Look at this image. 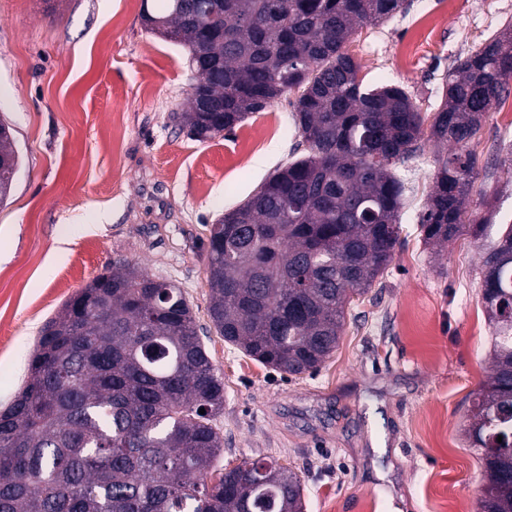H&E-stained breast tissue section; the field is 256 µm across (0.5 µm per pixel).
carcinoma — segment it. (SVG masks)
<instances>
[{
  "instance_id": "obj_1",
  "label": "carcinoma",
  "mask_w": 512,
  "mask_h": 512,
  "mask_svg": "<svg viewBox=\"0 0 512 512\" xmlns=\"http://www.w3.org/2000/svg\"><path fill=\"white\" fill-rule=\"evenodd\" d=\"M144 27L181 44L195 72L173 113L199 142L294 93L306 154L209 229L207 315L224 341L288 375L335 352L353 298L393 261L405 185L398 165L429 141L439 157L420 218L425 244L483 240L481 302L492 374L466 435L483 462L479 507L512 512V224L471 219L466 150L512 81V31L448 73L429 130L406 91L365 88L345 45L403 0H143ZM0 204L20 159L0 136ZM205 413H199V410ZM224 379L182 289L116 262L40 330L22 387L0 409V512H304L302 480L276 460L213 477ZM502 442H497V437Z\"/></svg>"
}]
</instances>
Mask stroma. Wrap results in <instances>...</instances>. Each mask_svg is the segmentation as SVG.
Here are the masks:
<instances>
[{"mask_svg":"<svg viewBox=\"0 0 512 512\" xmlns=\"http://www.w3.org/2000/svg\"><path fill=\"white\" fill-rule=\"evenodd\" d=\"M0 0V118L21 166L0 206V407L19 390L43 323L112 263L128 260L183 290L224 378L217 467L277 460L302 478L306 512H478L483 468L465 428L490 375L477 279L480 244L434 255L416 215L446 146L409 162L403 244L349 307L336 351L283 377L210 327L209 227L251 196L301 141L287 98L205 142L172 113L190 105L185 49L147 31L142 0ZM442 20L431 36L408 19ZM512 27V0H405L346 51L364 86L401 85L431 119L449 71ZM512 144L490 110L468 149L476 219L512 220Z\"/></svg>","mask_w":512,"mask_h":512,"instance_id":"obj_1","label":"stroma"}]
</instances>
